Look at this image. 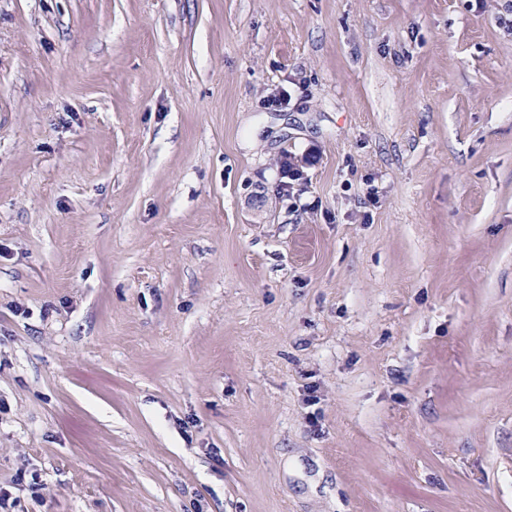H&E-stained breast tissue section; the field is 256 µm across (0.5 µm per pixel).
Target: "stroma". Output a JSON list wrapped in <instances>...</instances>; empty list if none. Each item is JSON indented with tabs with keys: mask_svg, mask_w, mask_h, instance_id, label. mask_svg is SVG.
Wrapping results in <instances>:
<instances>
[{
	"mask_svg": "<svg viewBox=\"0 0 512 512\" xmlns=\"http://www.w3.org/2000/svg\"><path fill=\"white\" fill-rule=\"evenodd\" d=\"M0 487L512 512V0H0Z\"/></svg>",
	"mask_w": 512,
	"mask_h": 512,
	"instance_id": "stroma-1",
	"label": "stroma"
}]
</instances>
